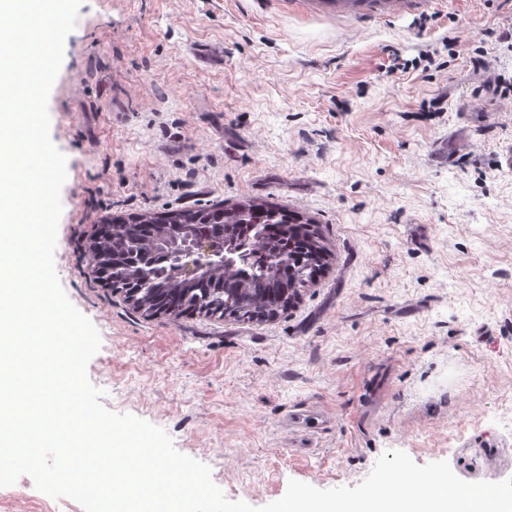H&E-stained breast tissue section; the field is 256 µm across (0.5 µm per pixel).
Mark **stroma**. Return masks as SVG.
Masks as SVG:
<instances>
[{
	"label": "stroma",
	"instance_id": "obj_1",
	"mask_svg": "<svg viewBox=\"0 0 512 512\" xmlns=\"http://www.w3.org/2000/svg\"><path fill=\"white\" fill-rule=\"evenodd\" d=\"M512 0L390 16L313 0H84L48 99L54 254L109 410L254 507L383 454L512 478ZM436 52L434 65L421 56ZM405 72L389 74L393 62ZM275 204L326 253L273 320L148 315L85 253L99 220ZM0 512H82L23 476Z\"/></svg>",
	"mask_w": 512,
	"mask_h": 512
}]
</instances>
